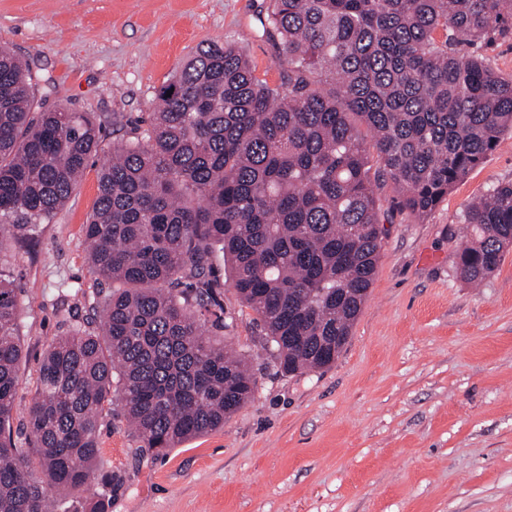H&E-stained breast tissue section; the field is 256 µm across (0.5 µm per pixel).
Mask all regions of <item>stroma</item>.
I'll list each match as a JSON object with an SVG mask.
<instances>
[{"instance_id": "1", "label": "stroma", "mask_w": 512, "mask_h": 512, "mask_svg": "<svg viewBox=\"0 0 512 512\" xmlns=\"http://www.w3.org/2000/svg\"><path fill=\"white\" fill-rule=\"evenodd\" d=\"M264 0H0V44L40 69L42 107L98 116V154L67 206L26 238L0 233V277L18 290L24 349L13 438L29 445L23 413L52 340L86 315L96 283L83 226L115 143L131 139L159 89L197 47L237 46L259 77L281 79ZM512 183V134L502 137L426 217L377 190L384 230L368 297L328 368L288 375L253 311L210 279L214 338L241 354L253 399L222 429L163 457L105 412L100 467L120 488L108 512H512V251L480 285L464 282L460 219Z\"/></svg>"}]
</instances>
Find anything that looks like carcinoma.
<instances>
[{
  "instance_id": "obj_1",
  "label": "carcinoma",
  "mask_w": 512,
  "mask_h": 512,
  "mask_svg": "<svg viewBox=\"0 0 512 512\" xmlns=\"http://www.w3.org/2000/svg\"><path fill=\"white\" fill-rule=\"evenodd\" d=\"M288 72L255 74L230 43L199 48L156 93L134 140L112 147L84 225L97 281L83 322L44 354L11 433L23 346L18 292L0 279V512H107L97 472L116 399L162 453L224 426L254 395L243 359L190 310L212 299L213 260L290 374L336 362L368 296L391 181L422 217L512 133V80L467 47L512 31V0H267ZM43 76L0 47V224L24 236L69 199L101 143L89 112L45 111ZM172 94H167V91ZM458 270L478 283L512 247V184L463 214Z\"/></svg>"
}]
</instances>
